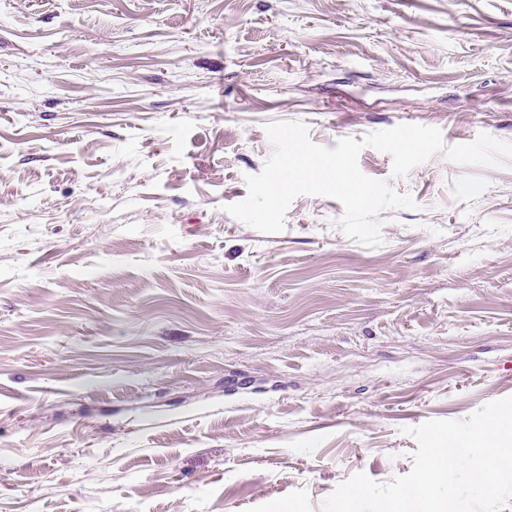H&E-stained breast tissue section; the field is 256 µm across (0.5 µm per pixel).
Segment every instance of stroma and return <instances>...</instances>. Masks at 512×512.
I'll list each match as a JSON object with an SVG mask.
<instances>
[{
	"label": "stroma",
	"mask_w": 512,
	"mask_h": 512,
	"mask_svg": "<svg viewBox=\"0 0 512 512\" xmlns=\"http://www.w3.org/2000/svg\"><path fill=\"white\" fill-rule=\"evenodd\" d=\"M275 122L512 142V0H0V512H322L512 396V160L268 234Z\"/></svg>",
	"instance_id": "obj_1"
}]
</instances>
